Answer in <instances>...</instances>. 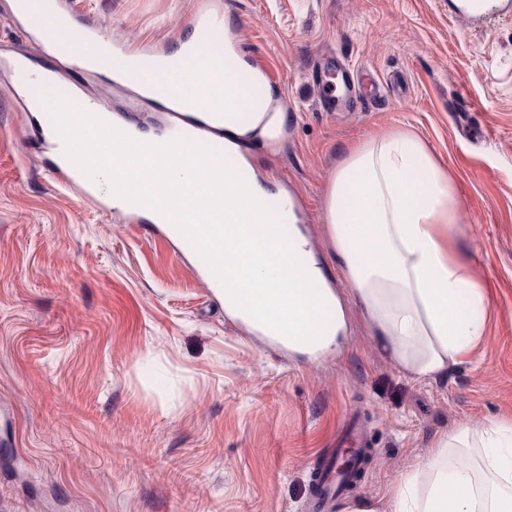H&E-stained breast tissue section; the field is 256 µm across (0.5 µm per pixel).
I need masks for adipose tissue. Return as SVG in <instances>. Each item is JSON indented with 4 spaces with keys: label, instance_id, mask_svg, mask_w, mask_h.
<instances>
[{
    "label": "adipose tissue",
    "instance_id": "obj_1",
    "mask_svg": "<svg viewBox=\"0 0 512 512\" xmlns=\"http://www.w3.org/2000/svg\"><path fill=\"white\" fill-rule=\"evenodd\" d=\"M183 61L174 72L224 99V152L283 141L288 114L233 45L224 79ZM224 310L270 346L318 362L340 355L348 322L307 236L289 221L292 202L234 172L224 177ZM460 204L447 168L409 130L349 149L324 198L334 259L373 336L401 371L433 378L469 357L483 338L488 301L454 244ZM339 512H512V417L473 437L438 438L386 497L347 500Z\"/></svg>",
    "mask_w": 512,
    "mask_h": 512
}]
</instances>
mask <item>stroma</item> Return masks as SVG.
I'll return each mask as SVG.
<instances>
[{"label":"stroma","mask_w":512,"mask_h":512,"mask_svg":"<svg viewBox=\"0 0 512 512\" xmlns=\"http://www.w3.org/2000/svg\"><path fill=\"white\" fill-rule=\"evenodd\" d=\"M102 36L175 48L203 6L270 66L289 116L244 175L284 188L339 288L341 359L291 357L224 313L197 259L55 183L47 115L21 111L0 69V512H311L339 440L372 458L350 497L385 494L437 437L512 416V8L454 19V0H70ZM45 58L0 0V60ZM355 90L325 111L313 76ZM473 109H456L458 94ZM407 129L453 177L454 237L490 300L486 336L446 375L401 372L331 258L327 181L348 149Z\"/></svg>","instance_id":"stroma-1"}]
</instances>
